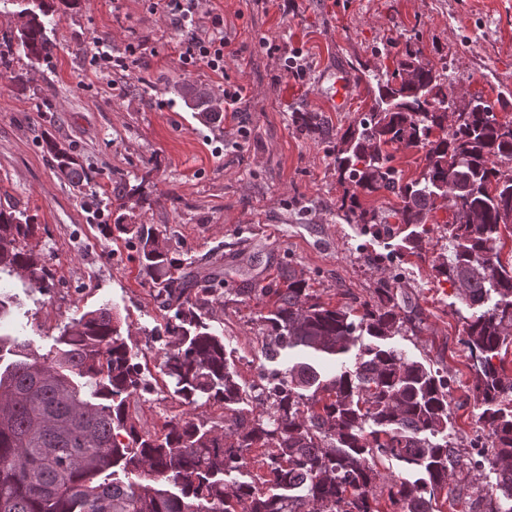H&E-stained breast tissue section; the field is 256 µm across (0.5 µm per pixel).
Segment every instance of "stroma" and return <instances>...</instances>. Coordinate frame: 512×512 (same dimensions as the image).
<instances>
[{"mask_svg": "<svg viewBox=\"0 0 512 512\" xmlns=\"http://www.w3.org/2000/svg\"><path fill=\"white\" fill-rule=\"evenodd\" d=\"M27 6H0V52L10 59L0 63V205L45 226L29 245L53 278L45 288L0 278L8 305L1 336L46 354L73 319L112 309L130 327L135 362L153 368L131 412L151 432L182 415L167 378L155 371L170 312L140 274L135 246L104 230L124 202L119 184L139 185L146 200L134 208L135 222L152 225L185 267L224 275V303L205 322L237 373L239 410L257 409L249 396L257 379L305 359L295 349H265L271 305L262 289L286 287L293 271L336 306L367 298L396 273L423 322L387 346L447 377L452 447L486 438L467 397L473 371L463 323L472 312L433 268L447 245V210L429 218L419 256L346 223L345 186L328 142L301 131L293 115L318 113L329 132H343L371 104L355 66L395 67L378 48L413 38L432 64L448 65L455 90L482 95L500 120L512 121V0H200V12L224 19L220 76L180 67L182 32L160 0H77L47 17L55 48L37 60L17 43V15ZM266 40L277 52L263 49ZM97 41L110 62L92 58ZM298 57L307 64L300 78L287 68ZM187 84L217 99L225 85L240 84L246 96L208 123L186 106L180 90ZM49 139L79 158L88 185L57 175ZM470 480L461 471L450 481L444 512H486L492 481L480 480L475 493Z\"/></svg>", "mask_w": 512, "mask_h": 512, "instance_id": "obj_1", "label": "stroma"}]
</instances>
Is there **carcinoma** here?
<instances>
[{
	"label": "carcinoma",
	"instance_id": "carcinoma-1",
	"mask_svg": "<svg viewBox=\"0 0 512 512\" xmlns=\"http://www.w3.org/2000/svg\"><path fill=\"white\" fill-rule=\"evenodd\" d=\"M31 2L18 40L28 58L39 59L54 48L44 22L54 4ZM399 54L396 71L411 78L399 83L395 71L356 69L372 104L329 138L339 180L356 189L341 211L347 223L376 234L390 232L391 218L422 227L411 239L414 249L435 209V183L449 185L476 216L474 224L446 225L452 254L435 258L433 267L459 300L480 309L463 332L474 370L468 397L483 407L489 445L466 457L432 441L448 426V380L378 345L422 322L399 302L394 278L378 282L368 298L336 307L291 270L287 287L261 289L273 299L265 318L270 351L357 353L354 368L327 379L309 363L287 368L266 393L270 411L242 414L224 342L203 322L204 312L221 304L216 284L223 279L186 270L177 251L154 247L152 226L122 213L113 230L135 241L146 281L162 307L174 311L165 324L161 373L181 406H224V425L209 427L188 413L159 432L140 429L129 404L147 384L127 337L111 310L87 311L63 329L55 350L28 352L0 372V512H434L463 466L494 472L500 498L490 512H512V378L495 363L512 343V262L502 263L498 249L501 212L512 209V170L497 164L512 161V121L498 120L477 96L478 108L448 125V64L436 67L412 44ZM182 91L204 120L219 115L208 91L189 84ZM46 147L55 170L82 186L87 174L79 160L53 142ZM401 148L423 152L418 177L407 180L391 165ZM359 190L387 193L399 206L387 213L366 206ZM41 229L17 207H0V275L47 287L51 270L29 248ZM253 448L263 449V480H226L247 466ZM383 458L420 477L380 483ZM119 470L136 479L114 478Z\"/></svg>",
	"mask_w": 512,
	"mask_h": 512
}]
</instances>
